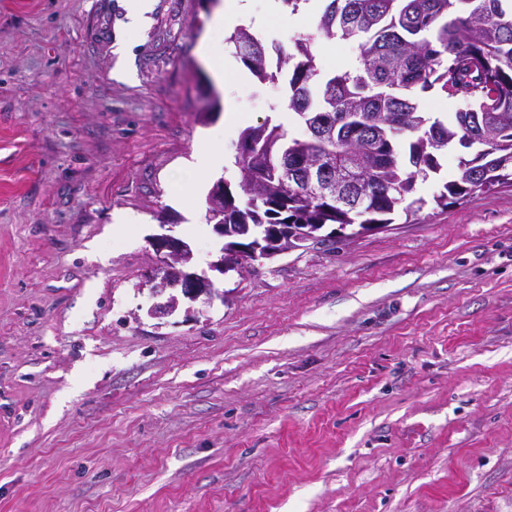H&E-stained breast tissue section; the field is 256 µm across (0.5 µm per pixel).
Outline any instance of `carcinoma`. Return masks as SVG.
I'll return each instance as SVG.
<instances>
[{"label":"carcinoma","instance_id":"obj_1","mask_svg":"<svg viewBox=\"0 0 512 512\" xmlns=\"http://www.w3.org/2000/svg\"><path fill=\"white\" fill-rule=\"evenodd\" d=\"M336 38L356 44L355 64L324 75L315 44ZM227 42L258 82L284 85L305 135L268 121L241 132L238 191L217 183L206 198L207 221L224 223L226 272L265 224L290 225L293 250L335 243L320 235L328 224L361 233L391 223L399 209L417 213L425 205L410 198L417 181L437 173L438 156L465 139L484 149L459 158L436 205L512 184V0H330L314 30L289 47L276 43L269 53L245 26ZM459 86L480 95L448 123L420 111L419 94L436 88L453 98ZM309 159L324 168L323 199L305 186ZM282 165L294 180L281 176Z\"/></svg>","mask_w":512,"mask_h":512}]
</instances>
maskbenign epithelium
Listing matches in <instances>:
<instances>
[{"mask_svg":"<svg viewBox=\"0 0 512 512\" xmlns=\"http://www.w3.org/2000/svg\"><path fill=\"white\" fill-rule=\"evenodd\" d=\"M161 228L163 232L152 238L157 265L149 282L156 296L174 287L180 288V294H171L165 302L153 305L151 314L172 313L183 300L188 302V313L194 312L193 304L198 301L210 304L217 299L224 300V293L207 274L190 271L193 252L185 241L173 234V225L163 224Z\"/></svg>","mask_w":512,"mask_h":512,"instance_id":"1","label":"benign epithelium"}]
</instances>
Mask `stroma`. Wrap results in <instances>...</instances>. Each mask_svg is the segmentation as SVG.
<instances>
[{
    "mask_svg": "<svg viewBox=\"0 0 512 512\" xmlns=\"http://www.w3.org/2000/svg\"><path fill=\"white\" fill-rule=\"evenodd\" d=\"M127 2L0 0V512H512V187L436 207L449 150L414 216L150 315L151 237L206 270L238 181L172 174L217 130L235 156L229 108L303 129L217 6Z\"/></svg>",
    "mask_w": 512,
    "mask_h": 512,
    "instance_id": "35a3bbf8",
    "label": "stroma"
}]
</instances>
